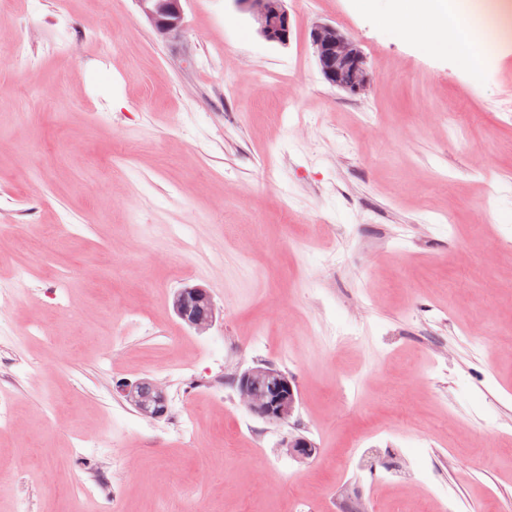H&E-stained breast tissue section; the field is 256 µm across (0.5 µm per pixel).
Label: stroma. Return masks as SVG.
Instances as JSON below:
<instances>
[{
    "label": "stroma",
    "instance_id": "1",
    "mask_svg": "<svg viewBox=\"0 0 512 512\" xmlns=\"http://www.w3.org/2000/svg\"><path fill=\"white\" fill-rule=\"evenodd\" d=\"M181 4L169 40L136 0L0 19L25 44L0 49V512H507L512 41L472 72L358 0H285L284 46L234 0ZM318 22L366 55L360 94L325 82ZM266 364L298 390L282 427L232 384ZM139 378L192 446L124 401ZM174 313L198 333L209 330L216 318V309L208 290L202 286H186L172 300Z\"/></svg>",
    "mask_w": 512,
    "mask_h": 512
}]
</instances>
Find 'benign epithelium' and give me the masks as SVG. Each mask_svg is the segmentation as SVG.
<instances>
[{
    "label": "benign epithelium",
    "mask_w": 512,
    "mask_h": 512,
    "mask_svg": "<svg viewBox=\"0 0 512 512\" xmlns=\"http://www.w3.org/2000/svg\"><path fill=\"white\" fill-rule=\"evenodd\" d=\"M137 2L160 38H174L183 30L180 0ZM235 2L250 14L266 41L280 45L288 43L289 13L284 0ZM311 43L320 72L329 84L352 94L364 91L370 80L369 68L364 53L354 40L331 24L318 23L311 30ZM172 308L179 319L198 333L209 330L216 318L210 293L198 285L177 291ZM263 375L275 378L278 396L273 401L256 388V378ZM236 389L247 409L268 424H285L296 410L297 394L293 381L270 366L244 371L239 376ZM118 391L145 418L159 419L168 411L165 391L155 380L144 378L124 382L118 386ZM282 445L293 458L310 459L315 454L308 439L302 436H288Z\"/></svg>",
    "instance_id": "1"
}]
</instances>
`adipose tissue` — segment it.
I'll list each match as a JSON object with an SVG mask.
<instances>
[{"mask_svg": "<svg viewBox=\"0 0 512 512\" xmlns=\"http://www.w3.org/2000/svg\"><path fill=\"white\" fill-rule=\"evenodd\" d=\"M384 22L392 33L427 53L452 55L468 70L481 69L498 54L488 28L463 11L458 0H389Z\"/></svg>", "mask_w": 512, "mask_h": 512, "instance_id": "adipose-tissue-1", "label": "adipose tissue"}]
</instances>
